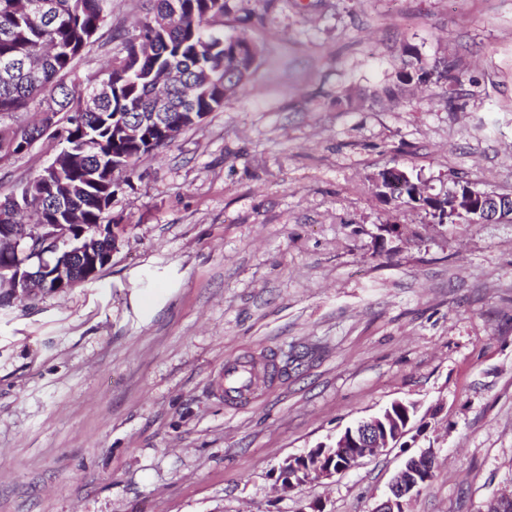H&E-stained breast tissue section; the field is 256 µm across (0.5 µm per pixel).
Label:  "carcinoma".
I'll return each mask as SVG.
<instances>
[{
	"label": "carcinoma",
	"instance_id": "obj_1",
	"mask_svg": "<svg viewBox=\"0 0 512 512\" xmlns=\"http://www.w3.org/2000/svg\"><path fill=\"white\" fill-rule=\"evenodd\" d=\"M38 2L0 0V114L64 113L53 136L80 162L62 161L48 182L41 172L24 182L22 207L4 198L0 225L24 223L29 210L45 224H67L75 212L80 224H110L112 164L143 156L136 143L112 141L114 113L154 111L156 82L164 74L168 127L178 134L193 127L188 113L213 112L241 89L253 59L216 27L225 0H153L137 27L121 35V54L104 75L108 93L88 111L82 96L93 92L96 76L77 81L76 64L112 17V0H51L43 14ZM46 121L0 130V161L27 151L48 129Z\"/></svg>",
	"mask_w": 512,
	"mask_h": 512
}]
</instances>
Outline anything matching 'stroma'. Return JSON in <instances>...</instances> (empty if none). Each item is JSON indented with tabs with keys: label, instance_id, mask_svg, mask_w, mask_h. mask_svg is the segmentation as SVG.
<instances>
[{
	"label": "stroma",
	"instance_id": "stroma-1",
	"mask_svg": "<svg viewBox=\"0 0 512 512\" xmlns=\"http://www.w3.org/2000/svg\"><path fill=\"white\" fill-rule=\"evenodd\" d=\"M147 8L113 0L80 75ZM219 26L258 67L120 178L97 280L0 307V512H374L426 448L407 512H487L512 493V222L437 224L371 177L512 195V0H227ZM408 60L461 79L403 84ZM60 149L0 163V199ZM273 353L286 373L227 405L225 364ZM396 401L410 448L277 490ZM410 177L413 181L419 179L418 175L414 177L398 166L386 167L372 176L373 190L383 200L391 199L399 193L403 196L407 183L411 182Z\"/></svg>",
	"mask_w": 512,
	"mask_h": 512
}]
</instances>
